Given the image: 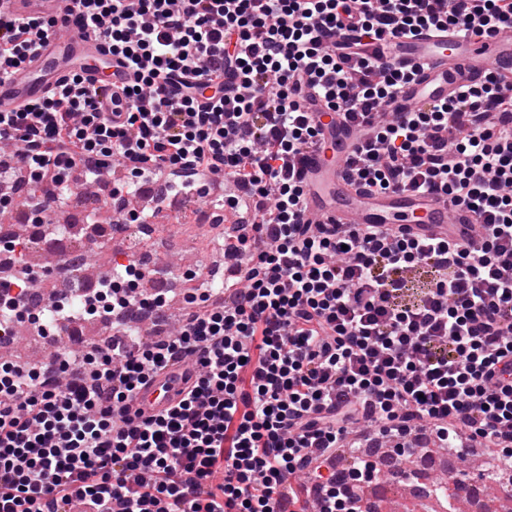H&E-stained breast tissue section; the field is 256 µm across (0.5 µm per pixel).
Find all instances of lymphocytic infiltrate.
Segmentation results:
<instances>
[{"label":"lymphocytic infiltrate","instance_id":"obj_1","mask_svg":"<svg viewBox=\"0 0 512 512\" xmlns=\"http://www.w3.org/2000/svg\"><path fill=\"white\" fill-rule=\"evenodd\" d=\"M84 34L126 58L124 112L100 111L80 75L0 111V178L39 185L33 216L97 186L112 163L171 192L201 177L233 184L216 209L234 262L223 301L198 280L173 334L143 340L130 320L163 322L165 293L119 264L96 290L52 299L56 322H108L112 335L36 364L0 357V512H364L381 472L326 464L375 427L398 455L424 432L463 454L495 448L512 467V84L487 75L446 102L383 118L413 77L369 53L439 27L489 37L512 28V0H71ZM0 13V75L55 31ZM242 91H224L225 74ZM347 120L374 116L350 168L371 193L448 196L479 217L470 251L394 237L383 224H306L297 165L318 130L308 96ZM423 297L400 304L407 272ZM28 266L0 278V333L20 324ZM179 359L186 396L144 417L131 401Z\"/></svg>","mask_w":512,"mask_h":512}]
</instances>
